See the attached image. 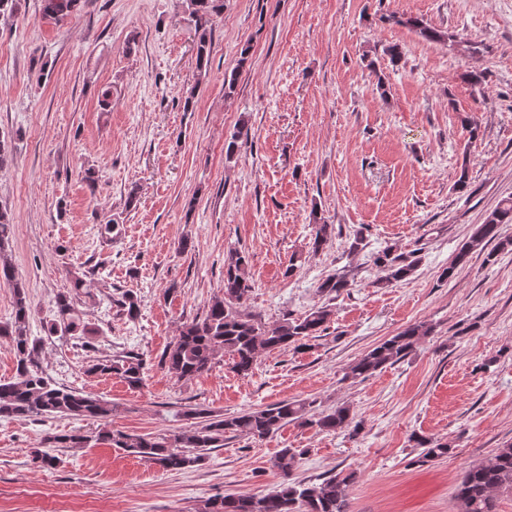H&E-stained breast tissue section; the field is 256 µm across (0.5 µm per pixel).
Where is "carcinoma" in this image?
Instances as JSON below:
<instances>
[{
  "label": "carcinoma",
  "instance_id": "obj_1",
  "mask_svg": "<svg viewBox=\"0 0 512 512\" xmlns=\"http://www.w3.org/2000/svg\"><path fill=\"white\" fill-rule=\"evenodd\" d=\"M78 0H46L53 5L46 16L59 22L70 13V6ZM185 13L194 21L195 69L197 80L209 71L214 18L224 12V0H181ZM388 20L415 30L429 42H456L448 35L428 26L417 18L402 19L391 15ZM311 221L315 224L313 249L320 248L331 234L332 225L318 215L312 207ZM512 224V199L498 205L484 222L478 225L468 241L458 249L453 262L443 270L449 278L455 270L466 264L473 250L489 242H497L501 250L512 248V238L501 237V226ZM13 224L6 209L0 208V281L14 288V317L8 323H0V337L8 340L16 361V374L12 381L0 382V419L13 420L32 417L67 416L79 420L108 422L112 405L59 385L50 380L40 369L41 344L28 334L32 306L24 288L16 280L14 269L6 254L12 235ZM375 263L384 272L382 283L398 282L411 274L415 261L390 249H384L375 257ZM248 256L243 251H230L224 258V289L214 297L204 316L184 323L177 336L166 346L159 363L179 380L190 379L212 370L217 357L232 360V369L239 375H248L261 351L298 349L305 342L316 338L327 329L334 315L328 305L312 309L301 317L288 314L268 325L259 314L249 311L246 302L254 289L249 277ZM84 287L83 274L70 273V288L55 297L53 318L46 323L49 336H70L87 341L98 331L81 320L73 304V294ZM348 288L346 276L334 274L319 284V292L341 294ZM120 314L133 320L140 312V300L136 293L127 291L117 301ZM431 333V327L420 322L404 328L397 334L378 343L348 367L346 377L365 379L388 365L406 358L419 341ZM89 372L100 376H115L131 389H138L144 382V362L134 352L122 355L97 357L89 364ZM185 416L194 420L190 426L172 433L129 435L119 430L101 429L97 439L108 441L140 459L169 471H182L205 460L209 448L224 447L226 436L246 435L263 439L288 423L300 426H316L322 432L342 429H358L359 423L349 407L336 409L318 416L308 415L304 401H283L264 408L247 410L224 417L205 410L190 409ZM90 436L79 431L55 435L49 443L56 448L80 447ZM423 458L434 459L448 455V444L419 439ZM305 450L283 448L272 460L283 477L280 488L271 493L254 495L225 494L208 499L203 512H349L346 489L355 475L337 473L320 483H307L292 479ZM512 492V445L497 449L476 466L467 470L457 486L460 512H496V494Z\"/></svg>",
  "mask_w": 512,
  "mask_h": 512
}]
</instances>
